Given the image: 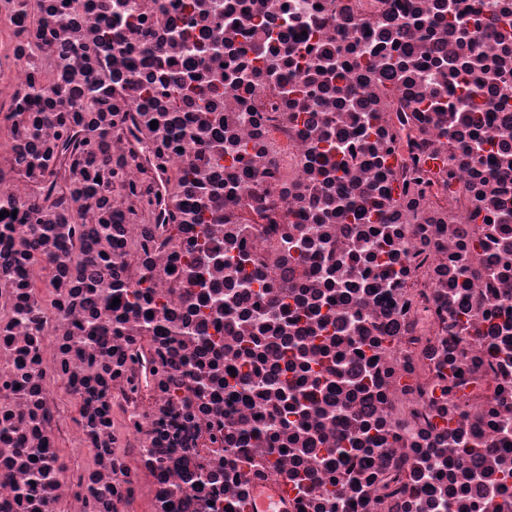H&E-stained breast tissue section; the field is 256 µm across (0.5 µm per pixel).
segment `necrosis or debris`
I'll list each match as a JSON object with an SVG mask.
<instances>
[{
  "instance_id": "4bbe7bcc",
  "label": "necrosis or debris",
  "mask_w": 512,
  "mask_h": 512,
  "mask_svg": "<svg viewBox=\"0 0 512 512\" xmlns=\"http://www.w3.org/2000/svg\"><path fill=\"white\" fill-rule=\"evenodd\" d=\"M505 197L512 0H0V512H512Z\"/></svg>"
}]
</instances>
